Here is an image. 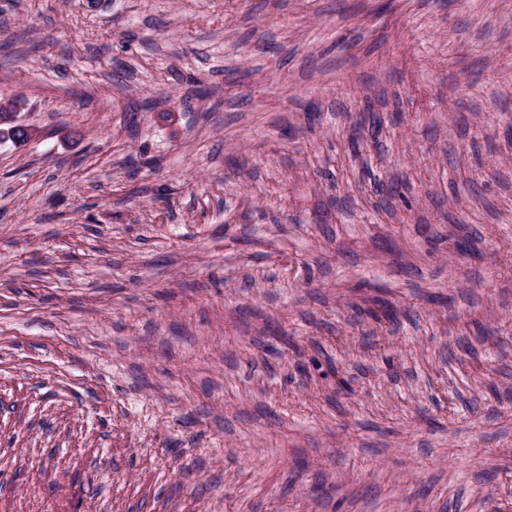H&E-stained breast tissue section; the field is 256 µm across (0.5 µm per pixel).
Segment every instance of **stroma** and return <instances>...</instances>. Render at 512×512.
<instances>
[{
	"label": "stroma",
	"mask_w": 512,
	"mask_h": 512,
	"mask_svg": "<svg viewBox=\"0 0 512 512\" xmlns=\"http://www.w3.org/2000/svg\"><path fill=\"white\" fill-rule=\"evenodd\" d=\"M0 512H512V0H0ZM10 100V99H9ZM9 100L3 101V105L1 102L0 106V113L6 112L4 115H0V123L2 124H8L12 127H14L17 131L22 132L24 136H26L28 139L32 137L35 134V129L27 124L23 118L24 114L21 112L24 109V105L16 103L17 106L14 108L13 112H7V110H11L12 104H9ZM9 106V108L7 107Z\"/></svg>",
	"instance_id": "1"
}]
</instances>
